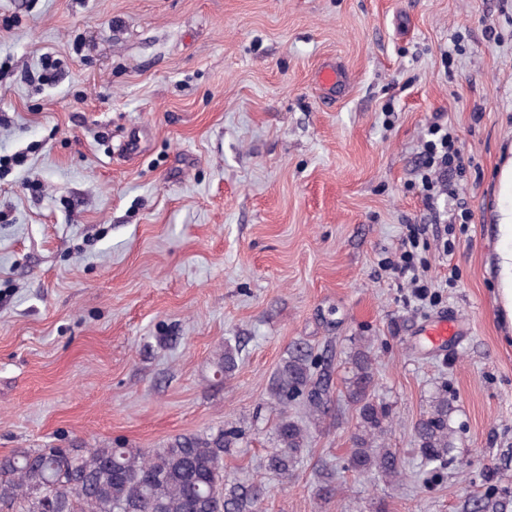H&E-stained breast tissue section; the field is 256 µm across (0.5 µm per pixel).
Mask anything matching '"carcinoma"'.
<instances>
[{"label": "carcinoma", "mask_w": 512, "mask_h": 512, "mask_svg": "<svg viewBox=\"0 0 512 512\" xmlns=\"http://www.w3.org/2000/svg\"><path fill=\"white\" fill-rule=\"evenodd\" d=\"M239 351V345L224 341L215 361L217 376L235 375ZM351 361L347 399L358 410L362 430L353 436L346 469L396 479L402 474L396 453L377 442L390 412L376 401L370 346L357 348ZM272 390L284 402L302 398L313 418L328 413V386L314 380L310 354L302 348L283 362ZM450 417L443 393L415 424L418 451L432 471L454 462ZM309 435L305 422L280 413L275 451L265 468L284 481L291 478ZM242 440L243 434L230 428L177 435L161 448H21L0 457V512H263V482L224 484V454Z\"/></svg>", "instance_id": "cac0c4a2"}]
</instances>
